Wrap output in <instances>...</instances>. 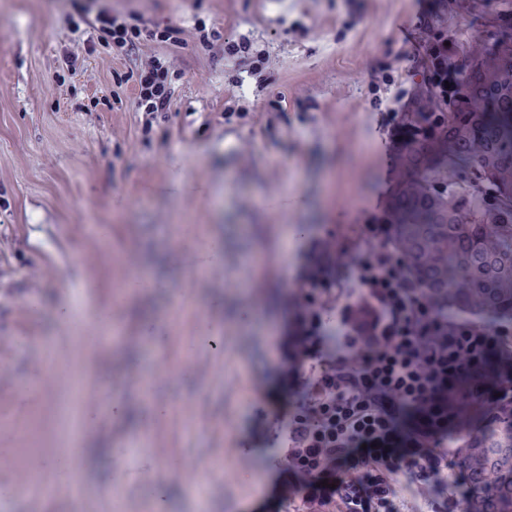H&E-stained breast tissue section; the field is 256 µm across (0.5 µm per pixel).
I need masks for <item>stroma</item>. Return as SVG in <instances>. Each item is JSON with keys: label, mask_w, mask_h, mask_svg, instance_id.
Listing matches in <instances>:
<instances>
[{"label": "stroma", "mask_w": 512, "mask_h": 512, "mask_svg": "<svg viewBox=\"0 0 512 512\" xmlns=\"http://www.w3.org/2000/svg\"><path fill=\"white\" fill-rule=\"evenodd\" d=\"M482 0H84L180 43L133 56L68 22L71 0H0V512H280L286 476L256 407L296 400L270 342L289 319L308 243L385 206L396 152L386 111L425 70L407 59L419 18L476 35ZM220 39L203 43L201 27ZM228 41L248 42L230 58ZM164 61L168 111L135 107L138 68ZM395 81L378 85V70ZM306 227L288 243L290 225ZM222 243L198 273L193 256ZM138 273L153 287L129 293ZM87 313L88 340L60 320ZM106 326H99L100 315ZM218 329L212 345L202 324ZM43 375L36 390L29 380ZM93 423L80 428L82 412ZM76 435L75 474L42 496L35 457ZM125 464L113 465L115 455ZM229 459L199 496L154 455Z\"/></svg>", "instance_id": "stroma-1"}]
</instances>
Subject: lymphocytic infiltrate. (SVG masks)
Wrapping results in <instances>:
<instances>
[{"mask_svg": "<svg viewBox=\"0 0 512 512\" xmlns=\"http://www.w3.org/2000/svg\"><path fill=\"white\" fill-rule=\"evenodd\" d=\"M75 10L128 55L151 35L106 8L92 18L83 5ZM166 75L158 59L141 69L139 111L169 110ZM370 230L363 225L355 270L331 259L334 239L308 249L293 313L274 344L282 371L301 376L303 396L287 418L269 423V446L299 478L302 512H397V473L431 492V512H468L460 481L448 478L459 455L448 445L455 396L466 391L489 409L512 404L511 374L493 388L481 382L492 357L512 356V323L449 315L390 241L372 244ZM353 277L359 286L347 291L340 322L330 327L322 307L335 298L337 280Z\"/></svg>", "mask_w": 512, "mask_h": 512, "instance_id": "lymphocytic-infiltrate-1", "label": "lymphocytic infiltrate"}]
</instances>
